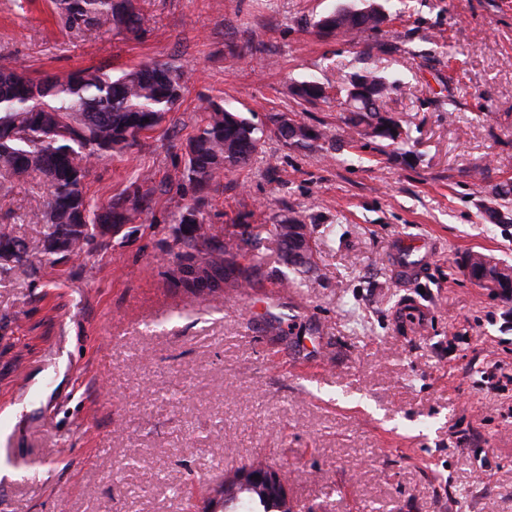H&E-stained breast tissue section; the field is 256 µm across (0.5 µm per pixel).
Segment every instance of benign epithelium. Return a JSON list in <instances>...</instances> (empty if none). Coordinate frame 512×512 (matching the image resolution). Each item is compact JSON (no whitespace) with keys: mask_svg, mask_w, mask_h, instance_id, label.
<instances>
[{"mask_svg":"<svg viewBox=\"0 0 512 512\" xmlns=\"http://www.w3.org/2000/svg\"><path fill=\"white\" fill-rule=\"evenodd\" d=\"M249 491L258 492L267 501L278 504L280 512L288 510L287 485L276 468L263 464L245 467L224 479V484L214 490L209 512H230L240 496Z\"/></svg>","mask_w":512,"mask_h":512,"instance_id":"benign-epithelium-1","label":"benign epithelium"}]
</instances>
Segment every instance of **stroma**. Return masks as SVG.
I'll return each mask as SVG.
<instances>
[{"mask_svg": "<svg viewBox=\"0 0 512 512\" xmlns=\"http://www.w3.org/2000/svg\"><path fill=\"white\" fill-rule=\"evenodd\" d=\"M336 0H141L138 38L62 35L49 0H0V64L60 76L153 60L186 68L179 106L140 147L97 161L92 202L150 175L152 206L90 257L0 263V512H189L226 473L279 468L297 512H512V301L463 275L481 251L512 265V0H389L382 30L351 42L316 32ZM375 71L410 125L404 156L340 132L335 100L299 104L294 83L340 88ZM224 100L267 129L253 165L204 200L184 178L181 143L202 100ZM339 134L284 145L272 117ZM43 186L0 197V223ZM197 204L223 239L300 212L320 278L293 277L268 241L254 288L228 297L174 281V215ZM423 237L432 258L412 281L394 248ZM414 304L412 320L401 309Z\"/></svg>", "mask_w": 512, "mask_h": 512, "instance_id": "stroma-1", "label": "stroma"}]
</instances>
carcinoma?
<instances>
[{
    "label": "carcinoma",
    "instance_id": "1",
    "mask_svg": "<svg viewBox=\"0 0 512 512\" xmlns=\"http://www.w3.org/2000/svg\"><path fill=\"white\" fill-rule=\"evenodd\" d=\"M52 4L60 30L71 37L96 40L115 31L135 39L142 28L137 0H52ZM383 19L382 6L375 0L340 3L321 15L314 28L355 42L378 30ZM360 78L373 99L344 109L343 124L361 137L379 138L393 147L407 143V121L383 101L397 89V82L371 71ZM187 80L181 67L163 61L117 75L85 68L63 77H33L19 65L0 64V185L39 178L47 187L43 206L28 215L30 222L40 226L38 237L20 239L11 225L0 224V260L23 268L33 254L50 259L87 252L94 240L104 239L150 208V192L138 189L95 207L86 194V180L93 161L133 150L141 135L158 128L178 105ZM326 89L319 81H302L293 87V95L313 102L326 99ZM201 112L202 123L186 145L185 168L186 179L200 196L208 193L220 174L249 166L262 152L266 137L264 128L224 106L222 100L208 99ZM296 127L295 136L277 127L278 138L287 146L303 148L331 139L327 132L305 124ZM178 224L176 283L211 290L221 281L238 291L254 287L265 262L240 266L234 246L223 241L194 207L181 213ZM263 234L293 270L309 279L319 277L311 246L292 254L294 242L308 240L307 224L299 216L246 229L241 241L249 244ZM464 264L484 270L485 282L476 286L512 300V266L479 251L466 255Z\"/></svg>",
    "mask_w": 512,
    "mask_h": 512
}]
</instances>
